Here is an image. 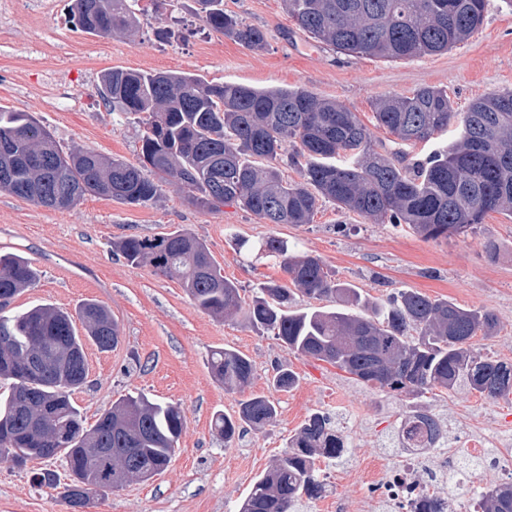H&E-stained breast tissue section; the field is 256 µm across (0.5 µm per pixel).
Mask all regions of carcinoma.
Wrapping results in <instances>:
<instances>
[{"instance_id": "1", "label": "carcinoma", "mask_w": 512, "mask_h": 512, "mask_svg": "<svg viewBox=\"0 0 512 512\" xmlns=\"http://www.w3.org/2000/svg\"><path fill=\"white\" fill-rule=\"evenodd\" d=\"M512 0H282L284 11L309 38L345 55L383 60L414 59L446 52L483 26L492 5ZM201 20L252 50L266 45L263 32L224 11V0H197ZM139 0H75L74 19L92 35L132 30ZM104 102L112 110L143 115L137 164L105 159L93 150L66 153L27 112L0 110V192L56 208L52 199L76 205L87 193L121 204L153 203L166 182L179 184L204 206L234 203L268 224H308L319 201L377 223L405 224L425 241L465 236L490 212L512 214V91L491 93L465 109L448 92L422 86L406 96L374 102L376 126L397 144L427 143L456 122L461 133L423 162L376 151L373 133L350 107L302 88L256 89L209 84L193 75L111 69L102 77ZM304 159L301 180L288 182L282 157ZM114 248L132 265L146 263L177 276L202 311L215 316L241 312L247 323L271 333L291 352L327 362L353 379L390 391L423 395L466 385L487 398L512 391V364L474 347L493 334L495 315L466 309L403 289L385 303L364 300L334 277L321 257L292 254L275 237L259 251L279 262L286 283H267L250 300L224 278L204 242L186 230L157 238L128 237ZM32 262L0 255V295L12 299L36 285ZM336 303L334 311H294L295 292ZM361 311L351 313L349 309ZM84 335H79L75 323ZM0 464L65 459L70 482L48 469H34L39 487H63L70 508L88 507L111 490L118 470L126 480L147 481L171 461L183 431L184 410L145 396L128 395L86 428L73 395L87 379L84 340L108 351L119 329L97 301L75 313L37 305L0 315ZM213 375L230 390L251 384L253 364L231 350L210 356ZM277 408L262 395L240 403L238 416L215 415L224 440L274 420ZM407 439H437L442 428L428 414L404 417ZM345 448L330 418L313 413L289 449L254 482L240 512H292L302 497L317 498L323 484L315 458L339 459ZM97 487L92 495L88 487ZM480 512H512V483L489 487Z\"/></svg>"}]
</instances>
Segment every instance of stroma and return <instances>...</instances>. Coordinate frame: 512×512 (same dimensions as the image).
I'll return each mask as SVG.
<instances>
[{"label": "stroma", "mask_w": 512, "mask_h": 512, "mask_svg": "<svg viewBox=\"0 0 512 512\" xmlns=\"http://www.w3.org/2000/svg\"><path fill=\"white\" fill-rule=\"evenodd\" d=\"M70 5L53 0L42 13L19 10L0 32V108L29 113L66 151L88 149L137 162L140 117L112 111L101 97V77L112 68L172 71L259 89L302 87L353 108L373 129L382 153L399 146L376 126L372 104L379 97L432 86L446 90L461 109L487 94L512 91V12L505 9H491L472 38L446 52L383 61L344 55L308 39L281 0H224L226 11L265 33L259 51L211 30L196 0H154L132 33L102 36L83 33ZM182 229L201 239L224 277L246 290L284 281L279 264L258 252L263 240L275 237L289 250L319 255L363 299L379 302L411 288L491 311L497 317L494 334L474 344L484 355L512 363L510 214L489 213L464 237L426 241L407 226L376 224L325 200L312 223L267 224L236 205H196L173 182L164 183L160 197L145 207L89 193L74 207L56 210L0 192V253L27 257L40 274L34 288L14 298L12 313L36 304L72 311L95 300L118 324L120 341L111 351L85 346L88 378L74 401L87 424L136 392L185 411L168 467L150 480L95 497L86 512H239L254 481L316 412L330 416L347 449L338 462L316 458L325 490L319 498L300 499L293 512H378L369 492L371 467L398 464V452L387 442L404 415H432L449 446L468 457L476 452L464 418L479 419L489 435L512 427V394L489 399L461 385L416 396L360 383L331 364L288 351L242 316L224 319L201 311L176 277L130 265L112 247L126 237ZM224 347L253 364L252 383L244 390L225 389L211 373L209 355ZM281 368L296 374L293 389L274 387ZM254 394L275 403V419L224 441L213 427L215 413L235 415ZM0 512L72 510L57 491L33 486L26 470L0 464Z\"/></svg>", "instance_id": "stroma-1"}]
</instances>
